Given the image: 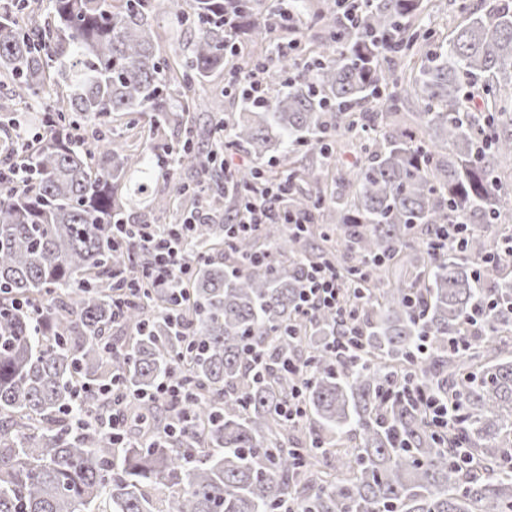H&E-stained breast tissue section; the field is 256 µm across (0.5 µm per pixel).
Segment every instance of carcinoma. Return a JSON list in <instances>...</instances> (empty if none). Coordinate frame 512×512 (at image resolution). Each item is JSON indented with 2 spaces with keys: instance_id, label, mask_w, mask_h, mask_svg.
Segmentation results:
<instances>
[{
  "instance_id": "carcinoma-1",
  "label": "carcinoma",
  "mask_w": 512,
  "mask_h": 512,
  "mask_svg": "<svg viewBox=\"0 0 512 512\" xmlns=\"http://www.w3.org/2000/svg\"><path fill=\"white\" fill-rule=\"evenodd\" d=\"M48 2L45 15L28 0L0 5V83L51 117L26 137L23 111L0 119L4 169L28 171L24 190L0 183V512H512V256L495 248L512 203L500 170L512 159V0L460 4L464 24L438 43L403 23L427 0H370L355 25L300 2L328 39L299 56L267 45L265 79L282 90L264 108L205 118L203 81L224 71L228 38H257L256 17L272 25L276 4ZM166 16L175 37L191 33L169 57L156 30ZM119 117L149 147L170 128L184 140L161 154L122 144L110 134ZM88 121L92 141L75 144ZM343 138L364 157L335 194L322 171ZM297 146L310 164L294 160ZM237 148L253 162L227 185L218 158ZM281 183L283 206L307 224L269 225L275 260L256 263V241L227 246L224 231L249 191ZM135 208L194 225L178 328L162 290L153 307L112 302V277L143 263L115 227ZM442 224L467 229L437 255ZM333 236L326 257L305 249ZM316 262L350 288L357 360L334 352L348 330L336 311L300 320ZM397 267L410 275L390 278ZM485 307V325L467 324ZM253 351L266 356L257 373ZM288 359L310 374L282 372ZM408 374L455 399L451 432L385 396ZM172 377L176 429L141 440L172 407L136 403L135 435L114 447L97 388L145 392ZM298 384L301 426L279 414Z\"/></svg>"
}]
</instances>
